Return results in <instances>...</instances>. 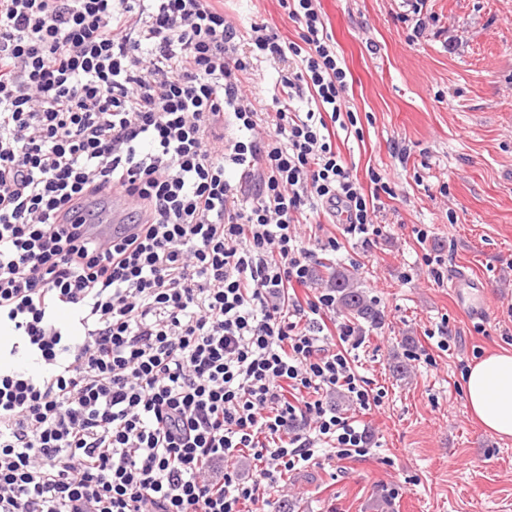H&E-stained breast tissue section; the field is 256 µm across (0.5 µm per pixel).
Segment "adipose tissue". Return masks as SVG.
I'll return each mask as SVG.
<instances>
[{
    "label": "adipose tissue",
    "mask_w": 512,
    "mask_h": 512,
    "mask_svg": "<svg viewBox=\"0 0 512 512\" xmlns=\"http://www.w3.org/2000/svg\"><path fill=\"white\" fill-rule=\"evenodd\" d=\"M466 400L487 431L512 437V353H495L473 362L465 380Z\"/></svg>",
    "instance_id": "ef3b65f1"
}]
</instances>
